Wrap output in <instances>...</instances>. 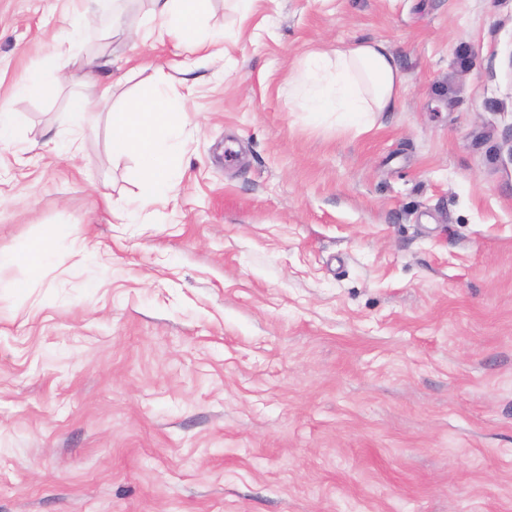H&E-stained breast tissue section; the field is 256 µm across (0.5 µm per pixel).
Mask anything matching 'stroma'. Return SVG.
Segmentation results:
<instances>
[{
  "label": "stroma",
  "mask_w": 512,
  "mask_h": 512,
  "mask_svg": "<svg viewBox=\"0 0 512 512\" xmlns=\"http://www.w3.org/2000/svg\"><path fill=\"white\" fill-rule=\"evenodd\" d=\"M182 168L145 220L138 162L72 130L50 71L70 0H0V512H512V0H209ZM85 49L112 105L173 74L118 0ZM382 39L367 126L288 93L309 52ZM53 74L51 72L45 73H27L20 76L13 85L15 95H30L40 91L45 84H47ZM54 236L55 230L48 229L36 244L22 253L11 254L0 252V270L19 265H24L31 269L41 266L53 256L52 241Z\"/></svg>",
  "instance_id": "stroma-1"
}]
</instances>
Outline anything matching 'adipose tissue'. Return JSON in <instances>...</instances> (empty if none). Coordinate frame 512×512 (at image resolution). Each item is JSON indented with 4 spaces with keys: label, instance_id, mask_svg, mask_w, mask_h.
I'll use <instances>...</instances> for the list:
<instances>
[{
    "label": "adipose tissue",
    "instance_id": "1",
    "mask_svg": "<svg viewBox=\"0 0 512 512\" xmlns=\"http://www.w3.org/2000/svg\"><path fill=\"white\" fill-rule=\"evenodd\" d=\"M150 18L159 39L192 50L220 45L223 32L202 25L206 0H150ZM82 82L88 93L69 98V118L78 127L95 125L107 113L112 127L113 156H132L140 163L139 176L147 194L140 208L167 195L180 170L178 141L187 109L173 99L167 81H159L145 95L121 108L110 105L112 85L101 76L99 57L79 58ZM403 78L396 58L382 40L337 47L332 53H311L295 70L290 86L302 92L306 111L347 112L366 116L394 111Z\"/></svg>",
    "mask_w": 512,
    "mask_h": 512
}]
</instances>
